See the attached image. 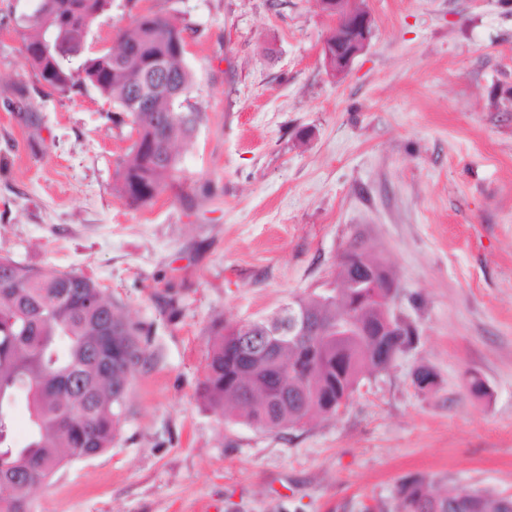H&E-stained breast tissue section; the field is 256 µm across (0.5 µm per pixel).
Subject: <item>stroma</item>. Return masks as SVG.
Here are the masks:
<instances>
[{
    "instance_id": "1",
    "label": "stroma",
    "mask_w": 512,
    "mask_h": 512,
    "mask_svg": "<svg viewBox=\"0 0 512 512\" xmlns=\"http://www.w3.org/2000/svg\"><path fill=\"white\" fill-rule=\"evenodd\" d=\"M361 3L373 33L339 78L317 0H112L87 51L171 5L202 115L175 186L132 209L114 189L129 127L94 89L47 94L21 51L36 0H0V255L83 274L146 330L111 448L31 512H392L415 476L512 494V0ZM358 239L412 347L300 428L211 410L215 329L321 290Z\"/></svg>"
}]
</instances>
